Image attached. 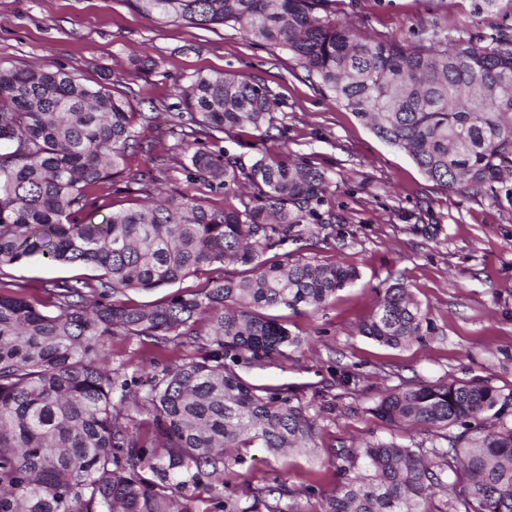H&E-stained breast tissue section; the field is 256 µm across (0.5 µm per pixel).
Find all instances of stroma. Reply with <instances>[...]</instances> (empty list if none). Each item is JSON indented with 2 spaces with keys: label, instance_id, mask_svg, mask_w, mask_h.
<instances>
[{
  "label": "stroma",
  "instance_id": "35a3bbf8",
  "mask_svg": "<svg viewBox=\"0 0 512 512\" xmlns=\"http://www.w3.org/2000/svg\"><path fill=\"white\" fill-rule=\"evenodd\" d=\"M481 2L336 0V16L411 41L461 26L488 37ZM136 55L150 58L151 66L134 69ZM0 64L54 65L128 95L140 109L161 102L172 112L185 111L178 88L193 77L224 71L250 78L278 98L277 118L293 157L314 159L335 176L332 203L344 222L314 255L354 266L359 278L317 312L285 311L288 329L304 341L291 360L242 372L256 386H303L308 398L325 391L334 411L320 423L318 452L273 457L249 449V467L231 478L239 490L281 476L295 487L314 484L328 492L336 485L327 462L331 449L363 439L422 440V433L389 426L370 412L380 392L400 381L480 379L512 392V200L439 189L407 154L335 103L287 49L229 27L140 14L127 0H0ZM146 165L144 154L129 157L127 178L114 183L112 205L95 221L186 190L174 158L159 161L154 182L134 183L133 173ZM413 224L437 225L435 239L410 232ZM399 279L427 310L434 331L391 348L360 335L358 326L379 292Z\"/></svg>",
  "mask_w": 512,
  "mask_h": 512
}]
</instances>
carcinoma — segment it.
Segmentation results:
<instances>
[{
	"mask_svg": "<svg viewBox=\"0 0 512 512\" xmlns=\"http://www.w3.org/2000/svg\"><path fill=\"white\" fill-rule=\"evenodd\" d=\"M139 13L189 26H228L282 47L386 144L444 191L497 196L512 178V34L458 30L405 43L362 33L330 15L331 0H127ZM170 113L191 191L144 201L101 222L103 189L124 177L157 106L138 112L107 86L47 65H0V512H512V394L484 382L385 389L370 412L421 427L410 445L375 439L328 456L324 493L276 476L245 497L227 476L242 450L272 456L317 447L332 404L302 387H257L243 368L286 362L302 339L271 309L316 311L358 279L341 262L301 252L345 221L329 207L328 171L266 150L246 165L211 145L222 135L278 129V99L245 77L198 76ZM224 190V206L203 189ZM295 245L285 251L287 244ZM39 258L95 274L31 287L9 270ZM206 275L153 303L131 292ZM407 284L378 296L359 332L402 347L432 332ZM179 352L131 394L139 350L108 365L112 338ZM147 418L142 419L140 415Z\"/></svg>",
	"mask_w": 512,
	"mask_h": 512,
	"instance_id": "obj_1",
	"label": "carcinoma"
}]
</instances>
